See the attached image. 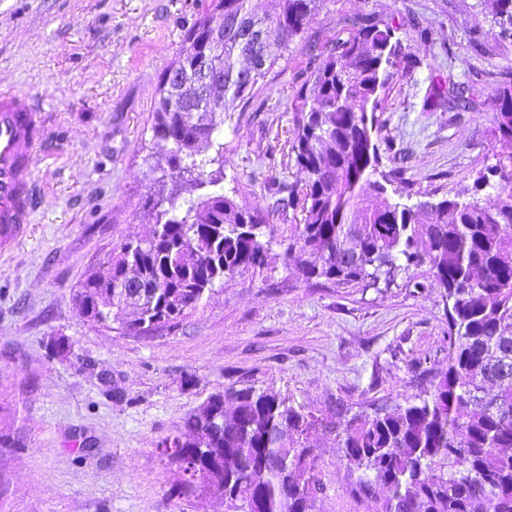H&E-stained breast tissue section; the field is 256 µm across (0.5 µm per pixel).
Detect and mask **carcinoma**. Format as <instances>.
Here are the masks:
<instances>
[{
	"label": "carcinoma",
	"mask_w": 512,
	"mask_h": 512,
	"mask_svg": "<svg viewBox=\"0 0 512 512\" xmlns=\"http://www.w3.org/2000/svg\"><path fill=\"white\" fill-rule=\"evenodd\" d=\"M320 0H214L213 13L186 32L176 63L208 49L210 24L224 17V86L203 112H192V87L160 88L154 130L173 136L192 158L209 147L224 113L249 99L253 86L288 45L314 21ZM489 28L470 34L486 53L512 50V0H491ZM400 26L371 17L321 53L295 92L292 152L306 174L303 217L294 225L285 257L307 283H391L427 266L432 285L448 299V367L427 389L370 413L336 411L319 417L253 384L230 385L208 397L202 412L172 435L167 459L184 480L174 492L199 490L201 448H219L224 469L211 487L237 500L238 512H315L325 483L308 444L320 427L336 434L350 471L359 473L347 494L372 499L378 512H512V69L489 84L497 101L493 136L503 151L497 203L456 193L409 205L411 190L400 168L379 170V142L387 125L395 79L418 61L405 51ZM470 87L440 75L423 102L471 107ZM172 169L169 208L143 243L128 240L108 260L109 275H86L78 291L81 314L115 322L130 332L147 321L152 330L177 327L215 283L261 269L268 245L263 216L213 191L188 207L185 192L215 187L220 171L199 161L203 177ZM272 207L294 205L293 187L272 188ZM375 205H362L363 194Z\"/></svg>",
	"instance_id": "obj_1"
}]
</instances>
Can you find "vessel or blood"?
<instances>
[{"instance_id":"b4317fda","label":"vessel or blood","mask_w":512,"mask_h":512,"mask_svg":"<svg viewBox=\"0 0 512 512\" xmlns=\"http://www.w3.org/2000/svg\"><path fill=\"white\" fill-rule=\"evenodd\" d=\"M44 139V114L31 96L0 91V247L30 223L32 180Z\"/></svg>"}]
</instances>
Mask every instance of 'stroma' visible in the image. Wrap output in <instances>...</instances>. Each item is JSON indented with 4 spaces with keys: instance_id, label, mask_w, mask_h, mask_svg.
I'll return each instance as SVG.
<instances>
[{
    "instance_id": "35a3bbf8",
    "label": "stroma",
    "mask_w": 512,
    "mask_h": 512,
    "mask_svg": "<svg viewBox=\"0 0 512 512\" xmlns=\"http://www.w3.org/2000/svg\"><path fill=\"white\" fill-rule=\"evenodd\" d=\"M475 0H322L248 101L225 113L207 157L224 159L219 192L261 208L274 236L268 264L216 285L179 328L138 336L88 321L75 297L113 251L148 235L163 210L169 145L153 131L158 87L210 0H0V87L37 94L45 143L34 170L36 209L0 251V512H226L216 494L177 496L176 466L157 442L212 393L253 384L321 415L418 394L419 374L448 365V303L429 271L391 286L311 285L283 258L302 218L272 209V182L302 185L291 151L293 89L313 57L357 19L400 21L420 60L394 81L380 168L401 166L413 198L477 190L497 198L493 96L473 108L422 109L432 76L483 85L512 52L477 54ZM429 29L423 42L416 31ZM490 174L489 186L475 180ZM69 343L67 355L54 352ZM326 489L317 512H376L354 502L333 436L314 431Z\"/></svg>"
}]
</instances>
